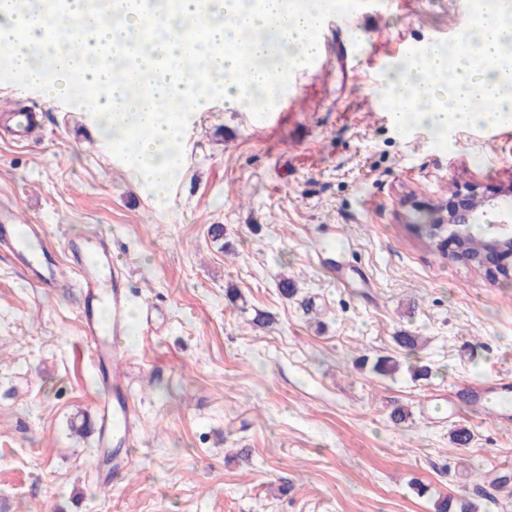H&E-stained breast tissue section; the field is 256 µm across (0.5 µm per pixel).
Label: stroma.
Segmentation results:
<instances>
[{
    "instance_id": "35a3bbf8",
    "label": "stroma",
    "mask_w": 512,
    "mask_h": 512,
    "mask_svg": "<svg viewBox=\"0 0 512 512\" xmlns=\"http://www.w3.org/2000/svg\"><path fill=\"white\" fill-rule=\"evenodd\" d=\"M479 6L349 9L348 28L320 31L326 73L290 69L272 127L212 92L182 119L163 200L120 164L82 87L50 101L0 64V107L36 110L43 127L17 143L0 126V201L55 248L111 240L136 302L153 305L148 325L132 311L125 341L141 439L129 474L107 483L95 408L109 391L76 303L0 252V512H434L446 494L512 512V403L476 412L463 392L512 384V280L409 230L459 187L512 184V120L440 137L395 127L387 109L393 65L455 42ZM259 313L270 322L252 328ZM402 331L422 348H399ZM385 356L395 375L373 372ZM422 365L430 377L413 378ZM458 427L469 447L452 442Z\"/></svg>"
}]
</instances>
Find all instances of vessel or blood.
Segmentation results:
<instances>
[{
	"instance_id": "1",
	"label": "vessel or blood",
	"mask_w": 512,
	"mask_h": 512,
	"mask_svg": "<svg viewBox=\"0 0 512 512\" xmlns=\"http://www.w3.org/2000/svg\"><path fill=\"white\" fill-rule=\"evenodd\" d=\"M0 123L24 142L37 131L33 115L19 112L0 114ZM42 230L35 224L17 223L13 211L0 209V248L11 253L32 281L45 292L56 293L68 287L79 290L80 320L93 363L105 367L112 395L96 407L97 444L112 450V475L128 472L124 450L136 440L140 410L130 394V364L121 343L127 331L129 294L125 270L112 257L109 240L75 237L67 242L69 268H62L47 248L31 249L32 240Z\"/></svg>"
}]
</instances>
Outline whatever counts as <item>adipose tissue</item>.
I'll use <instances>...</instances> for the list:
<instances>
[{"label":"adipose tissue","mask_w":512,"mask_h":512,"mask_svg":"<svg viewBox=\"0 0 512 512\" xmlns=\"http://www.w3.org/2000/svg\"><path fill=\"white\" fill-rule=\"evenodd\" d=\"M123 19L111 24L91 14L86 0H68L64 11L33 12L18 0H0V52L12 69L41 88L47 98L66 95L78 82L95 94L97 119L141 131L129 161L140 180L158 196L167 193V170L178 159L168 152L179 135L182 113L195 107L216 85L224 97L241 108L255 107V90L275 89L285 69L295 66L319 45L320 9L300 0H168L161 11L149 14L142 0H122ZM218 16L207 24L196 66L173 74L143 68L137 56L126 59L123 79L95 65L102 46L139 40L145 29H165L167 39L155 42L159 52L179 57L185 41L179 27L189 16ZM275 31L281 63L272 68L252 66L265 55L267 43L242 52L238 33ZM404 72L390 82L388 104L393 124L417 120L438 134L449 127L494 126L512 117V0H490L451 49L430 48L423 58H408ZM490 110H475L478 101Z\"/></svg>","instance_id":"obj_1"}]
</instances>
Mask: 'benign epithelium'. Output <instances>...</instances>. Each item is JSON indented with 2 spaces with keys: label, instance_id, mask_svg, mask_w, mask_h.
<instances>
[{
  "label": "benign epithelium",
  "instance_id": "benign-epithelium-1",
  "mask_svg": "<svg viewBox=\"0 0 512 512\" xmlns=\"http://www.w3.org/2000/svg\"><path fill=\"white\" fill-rule=\"evenodd\" d=\"M492 207L501 213V220L489 225L491 234L486 240L480 261L489 268L493 265L512 270V186L500 190L496 196H480L473 190H457L448 202L434 210L430 224H444L452 229L448 237V256L460 252V244L466 228L481 223L486 208Z\"/></svg>",
  "mask_w": 512,
  "mask_h": 512
}]
</instances>
